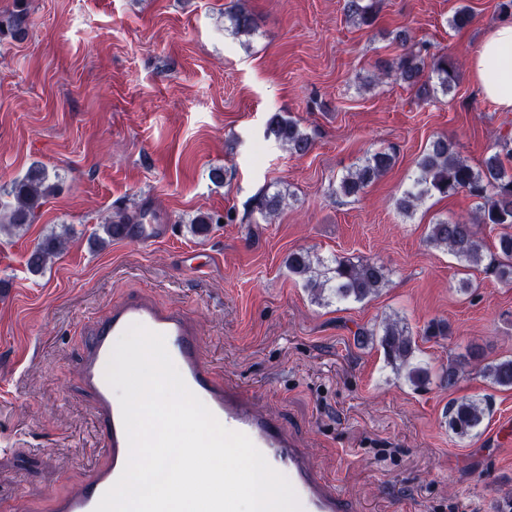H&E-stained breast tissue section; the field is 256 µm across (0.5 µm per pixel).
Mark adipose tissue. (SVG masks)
Returning a JSON list of instances; mask_svg holds the SVG:
<instances>
[{
    "mask_svg": "<svg viewBox=\"0 0 512 512\" xmlns=\"http://www.w3.org/2000/svg\"><path fill=\"white\" fill-rule=\"evenodd\" d=\"M469 66L483 96L512 112V23L494 26L471 54Z\"/></svg>",
    "mask_w": 512,
    "mask_h": 512,
    "instance_id": "ef3b65f1",
    "label": "adipose tissue"
}]
</instances>
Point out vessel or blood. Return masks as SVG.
Instances as JSON below:
<instances>
[{"label":"vessel or blood","mask_w":512,"mask_h":512,"mask_svg":"<svg viewBox=\"0 0 512 512\" xmlns=\"http://www.w3.org/2000/svg\"><path fill=\"white\" fill-rule=\"evenodd\" d=\"M164 224H125L120 238L143 246L165 238ZM140 323L163 334L167 350L188 388L227 429L246 434L268 463L285 474L294 487L302 512H356L346 497L314 463L289 428L253 402L249 392L231 380L216 377L203 357L197 324L177 306L159 307L151 298L136 297L112 307L96 322L78 371L81 388L91 397L101 425L105 459L89 477L72 485L52 503V512H94L102 495L121 476L129 457L122 411L105 369L114 340L130 324Z\"/></svg>","instance_id":"1"}]
</instances>
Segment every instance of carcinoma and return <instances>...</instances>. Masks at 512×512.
<instances>
[{"label": "carcinoma", "mask_w": 512, "mask_h": 512, "mask_svg": "<svg viewBox=\"0 0 512 512\" xmlns=\"http://www.w3.org/2000/svg\"><path fill=\"white\" fill-rule=\"evenodd\" d=\"M375 0H344L346 19L354 25L372 22ZM232 32L249 36L256 24L252 13L242 4H235L229 12ZM25 14L10 17L7 25L0 24V36L16 37L24 32ZM394 41L405 48V53L393 61L378 60L374 64L378 75L395 80L416 89L419 97L428 99L435 89L424 80L425 68L437 75L443 94H450L457 79L456 63L452 56H429L428 48L408 46L409 34L404 28L396 31ZM266 139H272L289 152L304 156L313 147L311 136L301 129L298 122L275 113L269 117L264 131ZM393 148H380L367 156L353 171L344 175L335 193L356 197L365 188L383 176L395 164ZM48 173L42 166L31 167L23 178L13 182L7 192L9 200H0V223L19 228L33 222L43 201L54 193L55 186L47 183ZM459 191L480 201L478 211L469 219L454 221L438 220L428 225L426 242L435 249H444L456 257L466 268H482L500 282L512 284V134L503 137L501 149L486 156L477 169L467 164L454 144L446 136L433 139L416 163L412 184L396 200L399 213L410 216L417 207L433 195L448 196ZM285 205V194L280 191L265 192L255 200V209L269 221L276 217ZM135 216L118 212L101 225L102 234H93L94 241L103 246L114 238L115 225L130 224ZM488 226L499 230L488 249L480 237L479 227ZM63 247L59 235L44 238L29 254L27 267L33 274H40L49 260ZM288 272L300 277L311 299L319 305L363 302L379 295L389 285V271L372 259L357 262L334 258L325 260L307 250L294 251L288 256ZM357 344L367 346L374 342L382 348L388 364L414 387L427 385L431 368L420 358L421 350L414 334L404 319L395 316L384 319L379 329H361L356 333ZM463 363L455 358L436 374L441 385L453 389L459 382ZM482 376L498 388H512V358L487 363L481 368ZM490 398H462L448 406V426L460 438L475 436L490 412Z\"/></svg>", "instance_id": "carcinoma-1"}]
</instances>
